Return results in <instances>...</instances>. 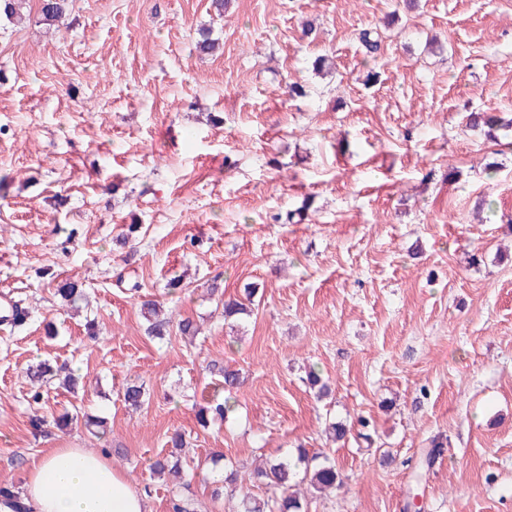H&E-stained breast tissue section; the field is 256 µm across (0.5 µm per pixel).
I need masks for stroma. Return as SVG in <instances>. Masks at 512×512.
Wrapping results in <instances>:
<instances>
[{
    "label": "stroma",
    "mask_w": 512,
    "mask_h": 512,
    "mask_svg": "<svg viewBox=\"0 0 512 512\" xmlns=\"http://www.w3.org/2000/svg\"><path fill=\"white\" fill-rule=\"evenodd\" d=\"M406 2L71 0L54 30L28 0L23 21L0 19V296L30 312L0 324V481L87 448L151 512L182 498L237 512L211 495L212 456L244 475L303 447L343 479L308 512H414L415 496L421 512H512V128L494 145L467 126L512 113V0ZM203 27L214 53L196 48ZM320 55L332 73L314 71ZM306 199L305 220L276 222ZM65 279L79 309L54 293ZM248 285L250 314L225 320L223 298ZM146 299L200 334L147 336ZM44 359L80 389L35 408L26 368ZM222 367L242 380L235 406L200 425ZM130 382L147 392L136 410ZM74 406L106 435L30 424ZM176 430L180 487L150 471Z\"/></svg>",
    "instance_id": "obj_1"
}]
</instances>
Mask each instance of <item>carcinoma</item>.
Wrapping results in <instances>:
<instances>
[{
    "label": "carcinoma",
    "instance_id": "1",
    "mask_svg": "<svg viewBox=\"0 0 512 512\" xmlns=\"http://www.w3.org/2000/svg\"><path fill=\"white\" fill-rule=\"evenodd\" d=\"M68 2L70 0H40L41 21L45 25L54 26L66 17ZM512 126V118L507 119L498 112H482L470 117L469 127L485 129L487 136L498 128ZM57 296L64 305L70 308L76 306L84 293L79 285L72 281H65L58 285ZM254 291L245 290V298H230L224 301V318L229 319L236 315L248 314L246 302L251 300ZM161 304L158 301H147L141 306V314L146 322V333L155 338H163L170 332L171 320L160 317ZM32 381L39 384V389L31 395L32 402L36 405L43 400V392L40 387L59 380V387L67 390H75L79 377L72 372L58 378V370L49 362L43 361L28 368ZM146 397L145 387L131 382L126 384L123 392L125 403L131 407H140ZM229 398L216 401L198 412L199 422L207 424L209 421L224 419L228 411ZM173 451L166 456L157 458L150 464L152 474L174 482L182 478L183 464L178 450L185 447L186 439L179 431L172 433L167 441ZM251 486L265 488L268 496L258 499L252 494L242 497V512H306L305 492H301L300 485H306V492L320 493L331 490L342 484V479L336 469L333 459L326 455H309L305 451L298 452L297 463L288 460L267 462L249 474ZM11 508V512H28L23 503L22 491L12 483L0 482V504Z\"/></svg>",
    "mask_w": 512,
    "mask_h": 512
}]
</instances>
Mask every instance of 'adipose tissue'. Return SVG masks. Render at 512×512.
<instances>
[{"label": "adipose tissue", "instance_id": "adipose-tissue-1", "mask_svg": "<svg viewBox=\"0 0 512 512\" xmlns=\"http://www.w3.org/2000/svg\"><path fill=\"white\" fill-rule=\"evenodd\" d=\"M30 512H150L144 493L100 452L52 448L28 464Z\"/></svg>", "mask_w": 512, "mask_h": 512}]
</instances>
